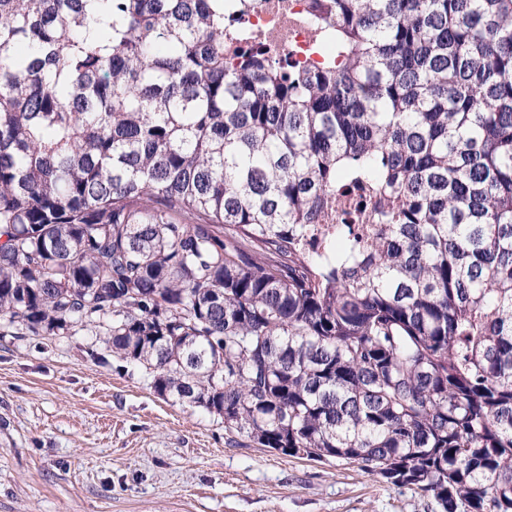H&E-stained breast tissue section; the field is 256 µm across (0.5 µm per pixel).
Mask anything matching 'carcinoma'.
<instances>
[{
  "label": "carcinoma",
  "instance_id": "1",
  "mask_svg": "<svg viewBox=\"0 0 512 512\" xmlns=\"http://www.w3.org/2000/svg\"><path fill=\"white\" fill-rule=\"evenodd\" d=\"M0 0V322L441 512H512V0ZM309 0H253V7L246 12L235 10L231 16L234 44L257 45L268 55L283 57L290 54L303 59L317 32L307 22Z\"/></svg>",
  "mask_w": 512,
  "mask_h": 512
}]
</instances>
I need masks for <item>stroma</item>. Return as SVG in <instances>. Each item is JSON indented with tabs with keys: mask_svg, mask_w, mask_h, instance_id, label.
Instances as JSON below:
<instances>
[{
	"mask_svg": "<svg viewBox=\"0 0 512 512\" xmlns=\"http://www.w3.org/2000/svg\"><path fill=\"white\" fill-rule=\"evenodd\" d=\"M0 512H439L357 466L259 448L159 396L93 329L0 335Z\"/></svg>",
	"mask_w": 512,
	"mask_h": 512,
	"instance_id": "stroma-1",
	"label": "stroma"
}]
</instances>
